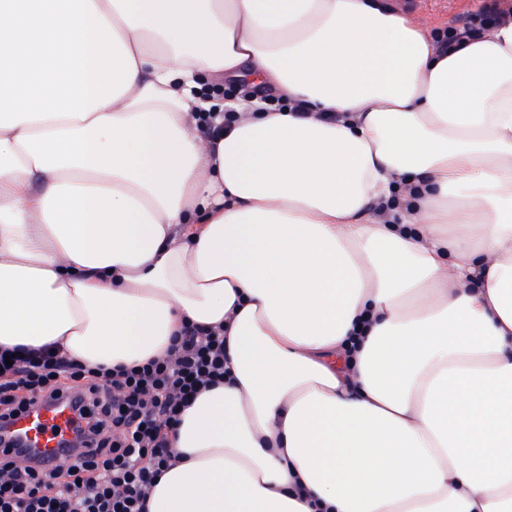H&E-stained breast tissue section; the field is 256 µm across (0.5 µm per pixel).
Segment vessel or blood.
Listing matches in <instances>:
<instances>
[{"instance_id": "vessel-or-blood-1", "label": "vessel or blood", "mask_w": 512, "mask_h": 512, "mask_svg": "<svg viewBox=\"0 0 512 512\" xmlns=\"http://www.w3.org/2000/svg\"><path fill=\"white\" fill-rule=\"evenodd\" d=\"M77 418L75 403L63 398L53 405H38L16 418L14 431L25 446L37 451L43 467L81 459L84 451L72 447V428Z\"/></svg>"}]
</instances>
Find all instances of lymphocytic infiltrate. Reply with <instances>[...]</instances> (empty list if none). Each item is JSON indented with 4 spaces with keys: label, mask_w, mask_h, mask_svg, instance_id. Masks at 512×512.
I'll list each match as a JSON object with an SVG mask.
<instances>
[{
    "label": "lymphocytic infiltrate",
    "mask_w": 512,
    "mask_h": 512,
    "mask_svg": "<svg viewBox=\"0 0 512 512\" xmlns=\"http://www.w3.org/2000/svg\"><path fill=\"white\" fill-rule=\"evenodd\" d=\"M512 21V8L484 0L444 33L453 50L487 28ZM224 332L185 326L168 358L86 368L50 348L0 350V421L30 407L77 396L74 429L83 462L41 469L0 461V512H145L155 481L177 453L172 435L191 401L222 383Z\"/></svg>",
    "instance_id": "f902f5d3"
}]
</instances>
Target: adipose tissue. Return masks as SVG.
Returning a JSON list of instances; mask_svg holds the SVG:
<instances>
[{"label":"adipose tissue","mask_w":512,"mask_h":512,"mask_svg":"<svg viewBox=\"0 0 512 512\" xmlns=\"http://www.w3.org/2000/svg\"><path fill=\"white\" fill-rule=\"evenodd\" d=\"M245 71L285 109L201 136ZM189 324L227 372L146 512H512V24L0 0V347L114 367Z\"/></svg>","instance_id":"ef3b65f1"}]
</instances>
